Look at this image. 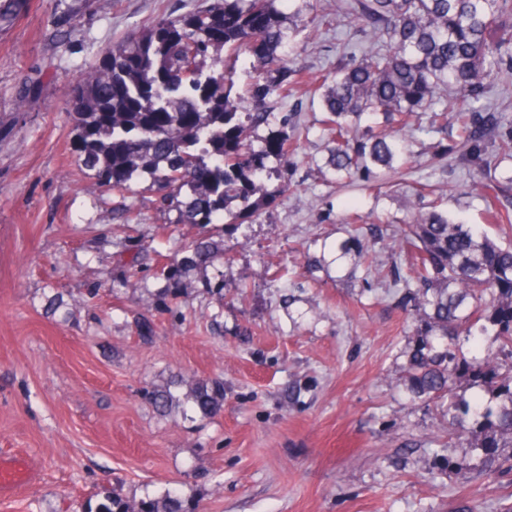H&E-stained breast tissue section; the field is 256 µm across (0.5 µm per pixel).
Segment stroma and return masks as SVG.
I'll return each mask as SVG.
<instances>
[{
    "label": "stroma",
    "instance_id": "stroma-1",
    "mask_svg": "<svg viewBox=\"0 0 512 512\" xmlns=\"http://www.w3.org/2000/svg\"><path fill=\"white\" fill-rule=\"evenodd\" d=\"M197 2L29 0L0 28V454L34 466L0 512H76L103 485L128 500L190 490L198 512H500L512 473L482 471L474 418L449 438L446 404L410 390L422 312L398 307L391 276L408 263L393 237L430 203L418 181L512 241L487 221L456 125L414 143L415 167L376 192L321 178V102L294 89L251 137H297L291 191L250 224H173L148 176L119 196L77 167L68 89L107 47ZM340 38L359 40L322 32L294 70L332 72ZM201 235L221 255L188 264ZM198 379L223 382L217 413L194 410ZM155 389L170 411L146 399Z\"/></svg>",
    "mask_w": 512,
    "mask_h": 512
}]
</instances>
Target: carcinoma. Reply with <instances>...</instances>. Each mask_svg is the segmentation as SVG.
Here are the masks:
<instances>
[{
  "instance_id": "cac0c4a2",
  "label": "carcinoma",
  "mask_w": 512,
  "mask_h": 512,
  "mask_svg": "<svg viewBox=\"0 0 512 512\" xmlns=\"http://www.w3.org/2000/svg\"><path fill=\"white\" fill-rule=\"evenodd\" d=\"M292 0H203L196 9L153 21L103 53L99 64L69 91L76 120L79 161L98 182L119 193L147 175L157 203L176 224L253 222L288 191L283 182L260 194L269 177L266 162L288 167L292 144L284 132L256 150L250 134L269 121L288 98L295 52L306 30L331 23L364 34L368 45L340 57L332 75L315 74L321 96L319 120L332 143L326 168L336 178L362 174L379 185L387 172L400 173L409 143L448 120V90L459 91L466 107L456 114L461 144L473 170L485 166L481 144L512 160V135L501 134L507 118L484 103L490 79L512 80V0H297L286 16L279 4ZM25 0H0V25L14 20ZM308 15L298 25L300 11ZM252 74L236 81L238 70ZM429 113L415 126L409 118ZM382 118L361 127L365 118ZM480 177L491 219L512 224V213L495 208L505 185ZM396 241L407 254L429 309L407 374L413 392L428 400L453 393L468 376L489 385L498 410L462 402L453 408L481 418L473 445L486 449L490 472H512V247L487 233L458 224L431 203L407 221ZM189 261L217 256L209 237L191 242ZM491 326L500 340L494 355H467L461 340L475 327ZM440 337L434 345L429 337ZM194 408L208 415L224 400L218 380H199L190 390ZM81 512H196L193 495L181 491L136 502L99 489Z\"/></svg>"
}]
</instances>
